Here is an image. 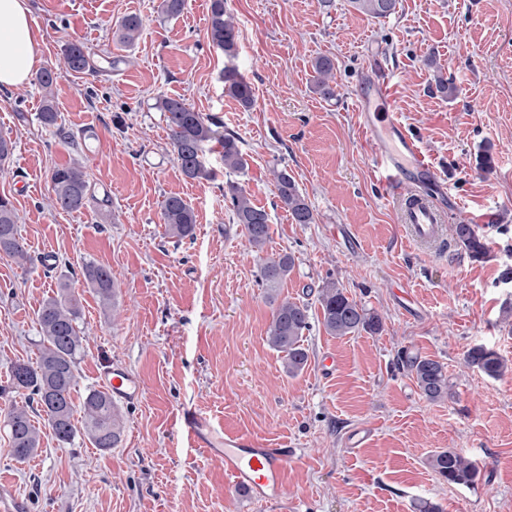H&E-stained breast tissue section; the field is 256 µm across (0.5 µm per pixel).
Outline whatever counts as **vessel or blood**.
Listing matches in <instances>:
<instances>
[{
    "mask_svg": "<svg viewBox=\"0 0 512 512\" xmlns=\"http://www.w3.org/2000/svg\"><path fill=\"white\" fill-rule=\"evenodd\" d=\"M363 133L377 146L375 158L397 177L410 171L432 175L433 169L419 141L411 136L395 113H388L386 125L364 120ZM401 219L409 240L424 249H436L445 241V211L433 198L416 193L401 203ZM100 380L113 400L134 404L141 400L139 378L122 364L104 369ZM180 427L195 447L223 459L230 479L228 489L248 499L286 512L288 508V464L295 455L291 448H267L257 439L224 431L206 412L192 404L180 409Z\"/></svg>",
    "mask_w": 512,
    "mask_h": 512,
    "instance_id": "1",
    "label": "vessel or blood"
}]
</instances>
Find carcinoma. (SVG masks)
Wrapping results in <instances>:
<instances>
[{
  "instance_id": "obj_1",
  "label": "carcinoma",
  "mask_w": 512,
  "mask_h": 512,
  "mask_svg": "<svg viewBox=\"0 0 512 512\" xmlns=\"http://www.w3.org/2000/svg\"><path fill=\"white\" fill-rule=\"evenodd\" d=\"M398 0H350L357 12L374 19L387 18L395 13ZM143 19L137 14L124 16L117 24L114 34L124 44L131 45L139 37ZM208 34L214 46L225 56L235 55L236 26L225 8V0H210ZM92 62L84 46L71 42L63 51V68L70 73L90 70ZM315 80L313 90L329 99L336 96L335 63L328 57H318L313 63ZM61 72L51 68L41 70L35 83L43 92L40 122L46 128H54L60 135L71 138L57 124L58 114L53 104V87ZM224 92L248 109L253 104L249 82L233 66L224 67ZM156 108L163 112L173 153L181 172L190 179L209 177L204 162L206 146L217 140L214 123L205 119L181 97L160 98ZM223 149L224 169L238 172L244 169L243 158L237 139L225 135L220 139ZM275 190L281 204L287 209L296 224L314 223L312 208L287 169L274 172ZM53 206L65 211H80L93 199L90 184L83 167L74 162L57 167L51 173ZM224 200L242 226L244 235L252 248L261 251L270 236L268 213L254 204L251 195L238 183L231 182L224 188ZM166 232L178 239L191 238L197 224L194 207L180 196L167 197L162 206ZM454 241L470 257L479 259L486 253L475 226L456 224L453 227ZM0 255L23 263L28 259L25 243L18 232L17 213L10 198L0 195ZM295 265L290 254L267 259L261 267V280L269 288L279 286L288 278ZM81 276L95 288L104 303L114 299L116 284L112 272L93 262L83 264ZM318 301L321 306V323L330 336L343 337L362 331L376 334L383 328L382 318L374 311L348 297L334 280L323 284ZM81 309L76 297L64 287L55 297L45 300L36 312L40 340L37 358L33 363L17 362L11 367L10 385L17 392H25L36 400L46 415V421L60 446L71 445L76 437L73 422L76 406L71 393L76 383V364L84 337L80 327ZM310 327L308 305L291 301L279 304L272 313L267 328L266 342L283 355L290 374L302 372L308 364V352L301 344L304 331ZM467 366L486 376L498 379L509 367L494 350L475 345L465 353ZM402 366L414 379L419 391L430 402L449 397L450 388L446 367L438 360L407 353ZM87 438L95 448L110 450L118 447L124 433V417L110 394L105 390L91 389L81 405ZM13 456L20 462L28 460L39 444V434L31 423L29 412L24 407L9 411L5 420ZM430 466L444 481L450 484L470 485L478 472L474 463L455 450L438 451L432 455Z\"/></svg>"
}]
</instances>
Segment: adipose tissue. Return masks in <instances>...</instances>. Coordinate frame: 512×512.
I'll return each instance as SVG.
<instances>
[{"mask_svg":"<svg viewBox=\"0 0 512 512\" xmlns=\"http://www.w3.org/2000/svg\"><path fill=\"white\" fill-rule=\"evenodd\" d=\"M38 35L25 0H0V87H13L34 76Z\"/></svg>","mask_w":512,"mask_h":512,"instance_id":"1","label":"adipose tissue"}]
</instances>
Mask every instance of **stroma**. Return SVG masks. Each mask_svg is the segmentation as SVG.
<instances>
[{"instance_id": "35a3bbf8", "label": "stroma", "mask_w": 512, "mask_h": 512, "mask_svg": "<svg viewBox=\"0 0 512 512\" xmlns=\"http://www.w3.org/2000/svg\"><path fill=\"white\" fill-rule=\"evenodd\" d=\"M160 4L27 0L40 67L57 66L64 47L79 42L98 70L59 79L57 131L38 119L35 82L0 87V131L15 142L0 164V195L13 200L32 257L22 267L0 256V386L15 362L35 359V313L65 282L84 333L74 401L99 388L115 362L140 378L144 394L123 406V440L106 452L81 435L60 447L26 395L0 398V478L27 512H271L226 494L223 459L179 430L178 411L189 403L224 429L296 449L287 472L292 512H419L425 501L442 512H512V371L492 379L464 362L468 348L484 345L512 363V282L501 279L512 268V0H398L385 19L347 0H227L237 31L231 61L208 38L210 0H185L174 17ZM132 13L145 24L126 47L112 27ZM431 55L453 77L454 98L437 91ZM320 56L336 62L330 99L311 87ZM230 63L253 88L251 109L224 91ZM379 72L394 86L392 111L435 168L430 195L446 205L447 224L480 223L484 258L453 243L429 253L408 240L399 203L420 184L411 177L388 187L359 128ZM160 96L186 99L237 137L245 168L225 170L216 147L205 155L210 177L186 178L155 107ZM73 161L109 206H52L50 175ZM283 167L314 223H292L278 200L272 171ZM230 180L269 215L263 251L249 246L224 204ZM170 195L194 206L193 238L167 235L161 203ZM285 252L295 257L287 280L263 285L265 258ZM89 261L111 269L114 305L79 276ZM331 279L382 317V332L327 335L318 292ZM287 299L310 313L308 364L294 376L266 342L272 312ZM407 348L444 363L451 399L421 395L398 364ZM328 353L336 372L325 378L319 365ZM12 404L27 406L41 430L24 463L4 426ZM357 427L374 435L352 453L343 438ZM448 449L476 464L474 484H449L432 470L431 455Z\"/></svg>"}]
</instances>
